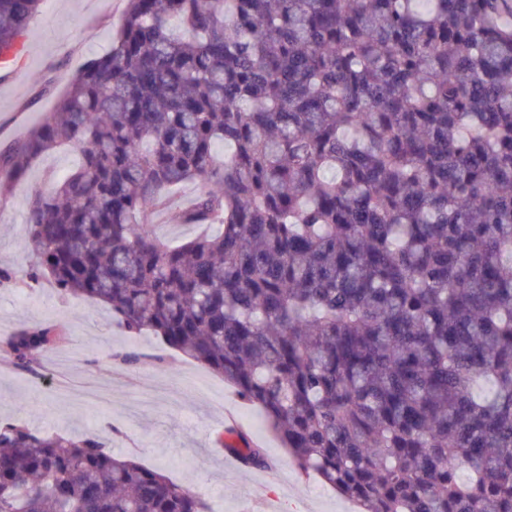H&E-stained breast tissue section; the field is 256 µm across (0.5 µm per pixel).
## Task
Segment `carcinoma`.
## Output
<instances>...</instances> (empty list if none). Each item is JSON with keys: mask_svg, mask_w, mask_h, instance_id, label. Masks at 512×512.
<instances>
[{"mask_svg": "<svg viewBox=\"0 0 512 512\" xmlns=\"http://www.w3.org/2000/svg\"><path fill=\"white\" fill-rule=\"evenodd\" d=\"M42 0H0V53ZM512 0H128L117 40L0 151L41 156L30 279L224 377L362 512H512ZM232 149L229 160L219 147ZM205 231L177 243L138 215ZM57 326L0 341L39 371ZM111 362L136 365L135 349ZM242 464L264 448L232 430ZM95 434L0 426V512H209Z\"/></svg>", "mask_w": 512, "mask_h": 512, "instance_id": "cac0c4a2", "label": "carcinoma"}]
</instances>
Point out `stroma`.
<instances>
[{"instance_id":"obj_1","label":"stroma","mask_w":512,"mask_h":512,"mask_svg":"<svg viewBox=\"0 0 512 512\" xmlns=\"http://www.w3.org/2000/svg\"><path fill=\"white\" fill-rule=\"evenodd\" d=\"M126 7V0H43L24 35L20 64L0 72V149L24 139L53 110L85 59L110 47ZM77 163L70 149L50 152L27 180L0 196V264L16 280L15 287L0 289V337L32 324L58 326L67 337L40 360L48 383L0 366V419L78 437L99 433L100 420L112 418L120 431L112 440L115 456L163 468L204 497L211 512H357L353 502L300 472L261 411L238 398L223 377L151 332L127 334L107 307L78 296L63 300L50 283H30L24 225L29 190L62 178ZM200 191L195 182L175 187L170 211L147 213L142 223L172 242L199 234V227L175 225L170 212L188 206ZM121 348L139 349L147 358L113 367L107 354ZM231 426L267 449L272 469L244 466L217 449L216 435Z\"/></svg>"}]
</instances>
